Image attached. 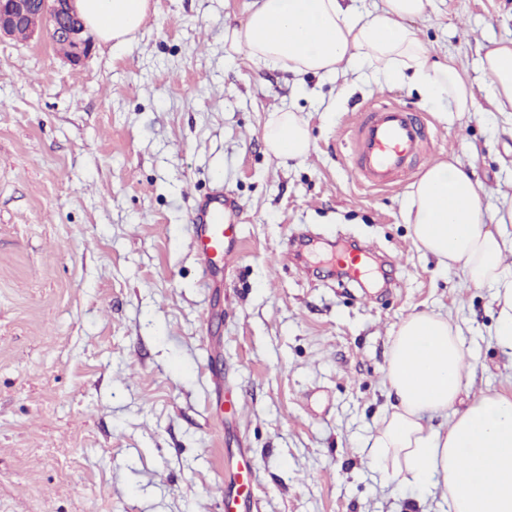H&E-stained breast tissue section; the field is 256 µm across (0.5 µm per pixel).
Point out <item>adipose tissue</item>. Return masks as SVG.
Here are the masks:
<instances>
[{"label": "adipose tissue", "instance_id": "ef3b65f1", "mask_svg": "<svg viewBox=\"0 0 512 512\" xmlns=\"http://www.w3.org/2000/svg\"><path fill=\"white\" fill-rule=\"evenodd\" d=\"M149 0H75L98 37L121 46L142 25ZM431 0H381L360 10L345 0H252L233 33L258 65L296 76H336L367 67L377 83L398 80L426 100L448 99L444 120L473 111L471 90L448 60L436 59L410 22ZM496 109L512 122V44L481 59ZM278 158L302 161L311 149L306 122L285 110L266 126ZM473 168L456 155L430 165L412 184L403 218L413 241L439 266L458 267L467 285L489 288L497 306L494 338L512 353V227L482 231L488 211ZM470 365L461 330L447 317L417 312L394 331L385 385L394 403L366 442L371 465L427 495L441 494L448 512H512V397L489 394L464 401ZM443 417L439 427L424 425Z\"/></svg>", "mask_w": 512, "mask_h": 512}]
</instances>
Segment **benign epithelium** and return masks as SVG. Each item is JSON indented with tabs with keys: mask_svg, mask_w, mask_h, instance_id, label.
Listing matches in <instances>:
<instances>
[{
	"mask_svg": "<svg viewBox=\"0 0 512 512\" xmlns=\"http://www.w3.org/2000/svg\"><path fill=\"white\" fill-rule=\"evenodd\" d=\"M74 0H0V40L41 31L51 41L68 47L67 57L78 62L90 50L87 27L73 6Z\"/></svg>",
	"mask_w": 512,
	"mask_h": 512,
	"instance_id": "obj_1",
	"label": "benign epithelium"
}]
</instances>
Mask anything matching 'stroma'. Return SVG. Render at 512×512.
Segmentation results:
<instances>
[{
	"label": "stroma",
	"instance_id": "obj_1",
	"mask_svg": "<svg viewBox=\"0 0 512 512\" xmlns=\"http://www.w3.org/2000/svg\"><path fill=\"white\" fill-rule=\"evenodd\" d=\"M251 0H150L131 46L93 40L72 65L46 39L0 42V512H219L229 450L252 457L256 512H445L367 463L391 406V337L426 311L461 326L467 395L512 396L492 291L415 247L409 181L352 170L358 109L422 112L421 167L457 152L512 200V137L486 97L485 46L512 41V0H432L412 20L470 85L476 110L407 86L298 79L231 45ZM290 109L309 156L269 153ZM240 206V260L207 286L188 224L199 196ZM371 273L329 274L328 243ZM234 413L217 417L209 370Z\"/></svg>",
	"mask_w": 512,
	"mask_h": 512
}]
</instances>
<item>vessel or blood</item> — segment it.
Segmentation results:
<instances>
[{"label":"vessel or blood","instance_id":"1","mask_svg":"<svg viewBox=\"0 0 512 512\" xmlns=\"http://www.w3.org/2000/svg\"><path fill=\"white\" fill-rule=\"evenodd\" d=\"M426 126L421 114L394 105L363 108L353 127L354 170L372 187L395 184L424 151ZM237 204L223 192L201 198L189 226L194 250L206 276H215L238 257ZM249 463L240 460L224 476V512H246L252 503Z\"/></svg>","mask_w":512,"mask_h":512}]
</instances>
